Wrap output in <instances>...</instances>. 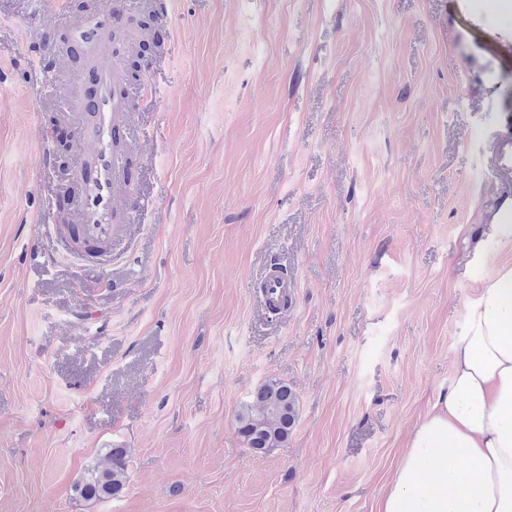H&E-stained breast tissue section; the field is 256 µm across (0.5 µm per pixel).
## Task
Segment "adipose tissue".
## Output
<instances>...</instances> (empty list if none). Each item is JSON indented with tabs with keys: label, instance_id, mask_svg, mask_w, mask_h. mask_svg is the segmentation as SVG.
Masks as SVG:
<instances>
[{
	"label": "adipose tissue",
	"instance_id": "obj_1",
	"mask_svg": "<svg viewBox=\"0 0 512 512\" xmlns=\"http://www.w3.org/2000/svg\"><path fill=\"white\" fill-rule=\"evenodd\" d=\"M377 512H512V266L468 303L452 373Z\"/></svg>",
	"mask_w": 512,
	"mask_h": 512
}]
</instances>
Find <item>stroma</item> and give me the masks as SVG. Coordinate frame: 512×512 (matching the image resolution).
I'll list each match as a JSON object with an SVG mask.
<instances>
[{
  "mask_svg": "<svg viewBox=\"0 0 512 512\" xmlns=\"http://www.w3.org/2000/svg\"><path fill=\"white\" fill-rule=\"evenodd\" d=\"M107 0H0V512H377L452 373L466 305L512 265V0H167L130 79L135 191L112 264L26 259L71 219L41 134L76 66L29 56ZM162 100H141L140 83ZM153 127L157 141L143 140ZM298 288L268 318L271 263ZM297 395L255 454L237 414ZM130 451L113 500L72 485ZM253 400L237 415L238 434L247 448L266 453L286 442L296 426L297 396L287 383L272 379L257 389Z\"/></svg>",
  "mask_w": 512,
  "mask_h": 512,
  "instance_id": "1",
  "label": "stroma"
}]
</instances>
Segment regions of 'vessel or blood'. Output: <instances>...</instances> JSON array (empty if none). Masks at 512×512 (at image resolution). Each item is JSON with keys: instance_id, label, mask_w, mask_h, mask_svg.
Instances as JSON below:
<instances>
[{"instance_id": "1", "label": "vessel or blood", "mask_w": 512, "mask_h": 512, "mask_svg": "<svg viewBox=\"0 0 512 512\" xmlns=\"http://www.w3.org/2000/svg\"><path fill=\"white\" fill-rule=\"evenodd\" d=\"M115 8L86 15L71 27V38L80 47L82 84L73 98L81 109L76 141L84 159L74 172L83 186L76 211L79 236L93 248L111 245L123 227L119 202L126 196L123 179L127 160L113 143L114 135H125L128 122L124 112L127 95L121 69L112 53V20ZM295 283L280 268L269 267L260 294L265 306L277 307L293 293Z\"/></svg>"}]
</instances>
